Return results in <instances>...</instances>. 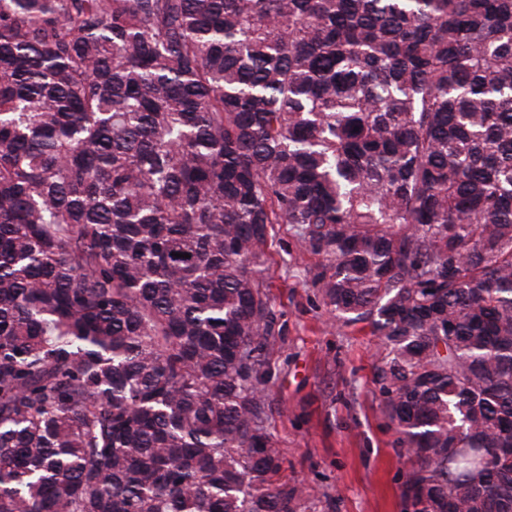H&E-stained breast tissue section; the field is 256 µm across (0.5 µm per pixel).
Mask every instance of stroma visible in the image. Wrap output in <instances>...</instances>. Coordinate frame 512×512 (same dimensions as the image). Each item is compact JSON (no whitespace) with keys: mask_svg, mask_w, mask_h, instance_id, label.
Wrapping results in <instances>:
<instances>
[{"mask_svg":"<svg viewBox=\"0 0 512 512\" xmlns=\"http://www.w3.org/2000/svg\"><path fill=\"white\" fill-rule=\"evenodd\" d=\"M266 273L280 330L270 354L268 429L285 462L280 481L303 489L302 512H412L406 458L373 382L384 350L365 324L343 326L307 284L318 256L275 225Z\"/></svg>","mask_w":512,"mask_h":512,"instance_id":"1","label":"stroma"}]
</instances>
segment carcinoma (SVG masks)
<instances>
[{
  "label": "carcinoma",
  "instance_id": "obj_1",
  "mask_svg": "<svg viewBox=\"0 0 512 512\" xmlns=\"http://www.w3.org/2000/svg\"><path fill=\"white\" fill-rule=\"evenodd\" d=\"M275 224L415 512H512V0H0V512H300Z\"/></svg>",
  "mask_w": 512,
  "mask_h": 512
}]
</instances>
